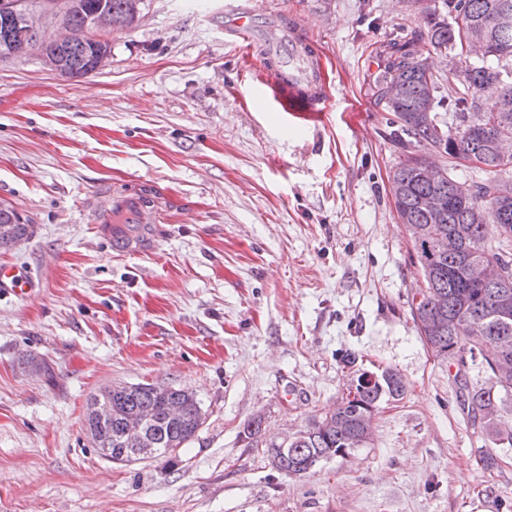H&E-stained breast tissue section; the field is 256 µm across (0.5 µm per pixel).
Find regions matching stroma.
Returning <instances> with one entry per match:
<instances>
[{
	"mask_svg": "<svg viewBox=\"0 0 512 512\" xmlns=\"http://www.w3.org/2000/svg\"><path fill=\"white\" fill-rule=\"evenodd\" d=\"M229 2L142 0L110 65L76 81L36 56L0 64V201L32 226L0 250L32 284L0 289V512H505L512 463L482 469L492 444L413 321L423 279L390 180L410 152L476 174L396 144L375 102L392 40L447 75L427 39L443 0H267L280 39L250 57L299 68L286 39L305 41L328 94L310 125L247 77L224 37ZM98 184L165 192L152 252L98 239L82 210ZM350 352L397 372L403 397L350 458L277 471L266 442L333 407ZM115 383L188 389L205 423L170 457L109 461L84 416Z\"/></svg>",
	"mask_w": 512,
	"mask_h": 512,
	"instance_id": "obj_1",
	"label": "stroma"
}]
</instances>
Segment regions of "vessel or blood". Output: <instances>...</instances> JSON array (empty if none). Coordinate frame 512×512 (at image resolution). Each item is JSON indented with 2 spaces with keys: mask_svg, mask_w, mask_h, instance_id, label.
Listing matches in <instances>:
<instances>
[{
  "mask_svg": "<svg viewBox=\"0 0 512 512\" xmlns=\"http://www.w3.org/2000/svg\"><path fill=\"white\" fill-rule=\"evenodd\" d=\"M262 10L260 0H241L225 11L224 31L235 49L250 52L255 40L256 18ZM257 79L278 111L310 121L319 119L327 92L304 73L263 70ZM167 208L165 193L156 188L112 193L99 188L91 191L83 206L99 236L109 242L113 252L121 255L150 252L158 222ZM0 286L22 297L29 293L31 283L15 268L1 266Z\"/></svg>",
  "mask_w": 512,
  "mask_h": 512,
  "instance_id": "b4317fda",
  "label": "vessel or blood"
}]
</instances>
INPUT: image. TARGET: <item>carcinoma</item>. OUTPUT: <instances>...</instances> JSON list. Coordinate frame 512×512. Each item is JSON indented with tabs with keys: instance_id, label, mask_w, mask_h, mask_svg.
I'll use <instances>...</instances> for the list:
<instances>
[{
	"instance_id": "cac0c4a2",
	"label": "carcinoma",
	"mask_w": 512,
	"mask_h": 512,
	"mask_svg": "<svg viewBox=\"0 0 512 512\" xmlns=\"http://www.w3.org/2000/svg\"><path fill=\"white\" fill-rule=\"evenodd\" d=\"M141 0H63L61 11L49 21L70 33L67 41L51 47L49 60L67 78L95 73L93 60L112 56V45L86 37L88 16L104 9L112 30L128 27ZM452 20L463 18L486 44L480 62L464 58L458 27L428 20V39L440 53H452L448 69V117L428 110L441 85L429 72L426 60L416 56L408 42L390 43L391 54L379 77V100L393 113L390 124L412 141L425 143L455 163L472 155L482 161L478 170L485 178L468 183L443 170L436 182L422 178L427 167L411 154L395 170L392 190L403 224L419 226L425 238L413 240L420 270L430 269L425 288L411 300V312L420 337L429 351L457 366L460 407L468 423L494 444L512 448V424L503 420L502 395L512 392V151H501L499 140L512 141V0H444ZM21 29L0 12V63L15 60L13 45ZM433 198L438 208L424 203ZM17 209L0 201V249H10L31 234ZM503 264L508 282L483 284L472 280L468 268L483 261ZM487 374L483 383L469 379V366ZM404 394L398 374L363 371L352 379L347 392L328 410L288 442L281 456L283 469H313L319 462L343 450L354 451L373 434L379 403ZM112 417L103 423L86 414L85 423L97 440L95 447L110 450L119 461L127 444L129 418L134 412L149 416L146 432L156 441L155 457L165 458L198 431L202 412L196 396L173 388L158 393L154 385L134 384L127 393L109 397Z\"/></svg>"
}]
</instances>
